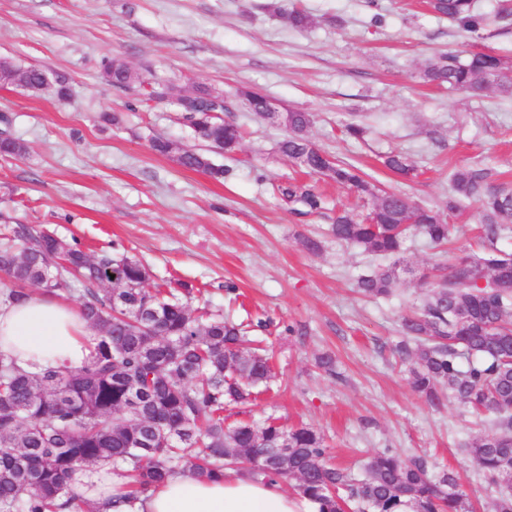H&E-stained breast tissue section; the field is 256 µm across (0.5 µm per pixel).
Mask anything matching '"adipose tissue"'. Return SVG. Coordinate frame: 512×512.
<instances>
[{"label": "adipose tissue", "instance_id": "adipose-tissue-1", "mask_svg": "<svg viewBox=\"0 0 512 512\" xmlns=\"http://www.w3.org/2000/svg\"><path fill=\"white\" fill-rule=\"evenodd\" d=\"M91 336L76 306L36 290L24 302L0 306V353L27 369L81 366L90 356ZM73 483L87 499L115 502L122 481L107 468L90 467ZM109 512H316V506L282 483L228 470L210 480L170 477L135 507L115 502Z\"/></svg>", "mask_w": 512, "mask_h": 512}]
</instances>
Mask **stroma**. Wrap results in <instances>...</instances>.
Returning a JSON list of instances; mask_svg holds the SVG:
<instances>
[{"mask_svg":"<svg viewBox=\"0 0 512 512\" xmlns=\"http://www.w3.org/2000/svg\"><path fill=\"white\" fill-rule=\"evenodd\" d=\"M297 8L315 23L289 26L275 6ZM384 21L373 26L374 12ZM512 56V25L467 33L428 10L423 0H0V58L64 73L70 95L31 94L0 84V130L27 152L0 157V211L20 222L77 240L92 256L119 250L151 271V285L180 279L199 288L197 306L236 322L267 320L260 333L272 349L270 392L241 409L240 419L272 417L324 435L333 463L359 469L379 450L422 456L448 469L473 512H494L496 486L484 479L465 445L493 432L454 400L431 408L411 389L392 354L404 315L420 307L425 284L448 254L483 256L475 207L449 215L447 251L410 233L386 299L357 293V278L387 259L336 242L328 234L338 210L355 208L346 190L319 175L322 213L299 216L275 192L303 179L279 151L282 126L257 117L237 99L244 86L278 106L311 112L310 136L327 154L361 167L378 189L445 210L449 176L460 166L491 171L512 183V97L466 96L421 82L419 67L441 52ZM124 61L176 93L206 86L222 91L224 119L243 140L213 160L218 181L154 154L160 134L197 148L174 102L145 106L112 86L103 63ZM119 118L103 122V113ZM364 139L343 136L351 119ZM401 150L415 161L408 179L383 165ZM322 243L310 252L306 238ZM240 296L229 300L225 283ZM300 335L286 333L287 325ZM331 353L336 375L315 365Z\"/></svg>","mask_w":512,"mask_h":512,"instance_id":"35a3bbf8","label":"stroma"}]
</instances>
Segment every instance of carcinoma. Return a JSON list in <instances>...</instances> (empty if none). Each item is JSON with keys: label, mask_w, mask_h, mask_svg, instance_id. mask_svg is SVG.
<instances>
[{"label": "carcinoma", "mask_w": 512, "mask_h": 512, "mask_svg": "<svg viewBox=\"0 0 512 512\" xmlns=\"http://www.w3.org/2000/svg\"><path fill=\"white\" fill-rule=\"evenodd\" d=\"M429 7L469 33L489 21L473 0H429ZM286 17L295 29L314 24L305 11L292 9ZM105 73L113 86L143 101L161 103L170 90L161 81L139 78L121 60L108 62ZM420 78L471 96L512 95V61L485 52L464 59L434 56L422 64ZM3 83L32 93L52 83L59 98L70 95L64 74L36 66L11 65ZM241 93L251 99L253 112L267 116L268 97L246 88ZM192 105L197 111L178 108L203 148L175 149L161 136L150 139V148L175 153L181 166L221 180L226 170L212 154L234 153L241 131L220 116L223 109L209 88H197ZM276 119L288 130L279 145L283 156L368 205L362 218L351 211L336 216L331 234L337 242L391 257L403 251L414 228L431 244L448 243L450 225L440 212L397 192L376 191L352 164L325 166V153L309 136L310 113L286 109ZM25 153L22 141L0 135V156ZM385 165L401 176L414 171L401 152L389 154ZM490 178L485 169L456 168L446 205L450 213L471 201L480 205L487 257L479 265L467 256L453 258L448 273L431 284L426 303L402 318L393 352L430 407L443 406L445 386L465 410L499 417L497 430L468 449L485 479L500 489L496 512H512V258L496 248L512 224V188ZM278 190L301 214L324 208L311 185L295 182ZM0 224V272L12 283L0 289V304L21 301L30 284L50 296L78 285L81 314L97 330L88 361L76 368L32 371L0 354V512H94L71 485L72 475L89 465H110L128 479L122 503L131 508L175 473L211 478L235 468L294 482L318 512H469L455 476L435 471L422 458L404 459L384 448L356 475L328 463L326 440L311 427L226 423L227 407L253 403L273 381L265 349L244 325L206 306L193 315L194 286L187 282L146 288L148 268L124 253L92 258L78 243L38 231L7 212L0 213ZM483 278L495 285L479 286ZM396 285L390 268L357 280L367 298L388 297ZM142 315L151 316V336L143 335Z\"/></svg>", "instance_id": "1"}]
</instances>
